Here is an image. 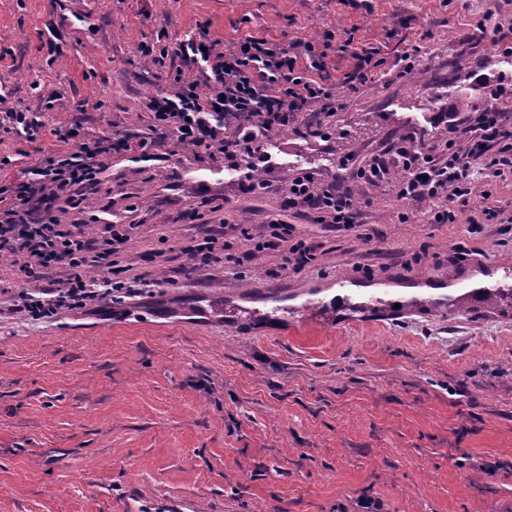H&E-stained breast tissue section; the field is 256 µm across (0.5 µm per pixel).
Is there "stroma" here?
<instances>
[{
	"label": "stroma",
	"mask_w": 512,
	"mask_h": 512,
	"mask_svg": "<svg viewBox=\"0 0 512 512\" xmlns=\"http://www.w3.org/2000/svg\"><path fill=\"white\" fill-rule=\"evenodd\" d=\"M485 20L512 26V0H0V92L41 125L29 143L0 123V186L85 139L156 141L152 161L112 156L80 210L60 215L92 239L133 225L119 299L31 320L20 293L66 273L29 282L0 258V512H512V296L387 313L335 290L342 276L443 285L512 267V164L449 199L453 224L340 169L403 137L438 153L467 125L466 91L479 90L475 109L512 115V54L468 39ZM191 32L222 47L351 36L385 54L417 41L430 80L382 66L360 92L336 87L345 108L322 133L301 112L262 138L265 188L247 195L245 157L177 149L151 129L144 102L175 90L180 61L138 46ZM303 174L359 198L354 229L288 209ZM487 208L502 220L471 223ZM274 218L312 247L304 268L256 251ZM218 224L222 262L193 269L187 250Z\"/></svg>",
	"instance_id": "1"
}]
</instances>
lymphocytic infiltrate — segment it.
I'll return each instance as SVG.
<instances>
[{
	"label": "lymphocytic infiltrate",
	"instance_id": "f902f5d3",
	"mask_svg": "<svg viewBox=\"0 0 512 512\" xmlns=\"http://www.w3.org/2000/svg\"><path fill=\"white\" fill-rule=\"evenodd\" d=\"M330 48L327 41H300L286 49L249 36L219 51L206 36H187L174 52L196 75H176L174 93L148 98L153 128L180 146L235 156L250 152L259 136L284 125L289 113L315 105L333 116L344 108L333 84L359 88L373 79L381 62L376 48L346 39L339 50L350 68L335 78L327 65ZM129 148L124 139L97 138L75 151L47 154L26 168L18 183L0 187V255L12 258L28 279L58 268L68 273L48 296H23L28 316L50 317L98 302L117 288L112 258L130 238L131 225H110L108 238L96 241L61 223L56 206L79 208L83 189L97 184L107 158ZM391 150L405 172L399 199L432 200V223L452 224L457 215L444 206V199L471 194L476 166L491 169L512 161V124L492 105L474 114L466 136L449 143L446 157L404 140ZM287 195L290 208L311 215L316 223L348 229L356 222L357 202L340 185H319L311 176L299 175L289 180Z\"/></svg>",
	"mask_w": 512,
	"mask_h": 512
}]
</instances>
